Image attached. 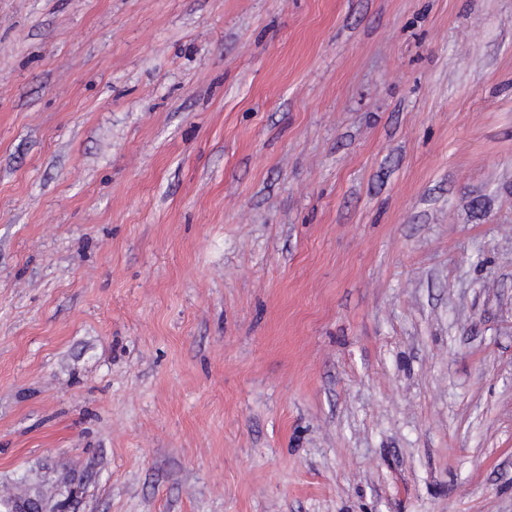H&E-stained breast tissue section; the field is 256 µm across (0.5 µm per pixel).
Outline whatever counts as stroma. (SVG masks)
<instances>
[{
  "label": "stroma",
  "instance_id": "1",
  "mask_svg": "<svg viewBox=\"0 0 512 512\" xmlns=\"http://www.w3.org/2000/svg\"><path fill=\"white\" fill-rule=\"evenodd\" d=\"M512 512V0H0V495Z\"/></svg>",
  "mask_w": 512,
  "mask_h": 512
}]
</instances>
